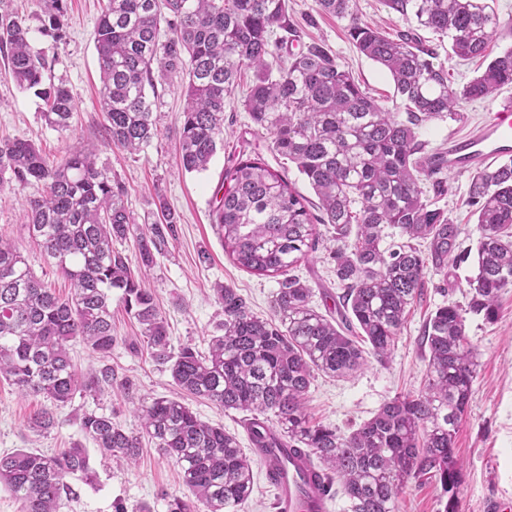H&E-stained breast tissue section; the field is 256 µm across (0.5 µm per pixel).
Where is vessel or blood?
Segmentation results:
<instances>
[{
    "label": "vessel or blood",
    "instance_id": "1",
    "mask_svg": "<svg viewBox=\"0 0 512 512\" xmlns=\"http://www.w3.org/2000/svg\"><path fill=\"white\" fill-rule=\"evenodd\" d=\"M442 170L473 172L512 157V109L494 108L484 121L463 136L449 139L437 150ZM266 468L275 490V512H328V496L311 478L315 470L306 458L267 456Z\"/></svg>",
    "mask_w": 512,
    "mask_h": 512
}]
</instances>
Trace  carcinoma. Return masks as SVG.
I'll return each instance as SVG.
<instances>
[{"instance_id":"cac0c4a2","label":"carcinoma","mask_w":512,"mask_h":512,"mask_svg":"<svg viewBox=\"0 0 512 512\" xmlns=\"http://www.w3.org/2000/svg\"><path fill=\"white\" fill-rule=\"evenodd\" d=\"M44 29L60 31L67 0H45ZM95 29L101 102L108 141L130 152L156 132L153 72L181 70L188 77L179 127V166L204 171L223 142L224 101L244 69L255 80L244 108L271 139V151L294 163L318 198L313 212L262 158L240 159L227 170L230 183L214 210L224 252L240 268L278 276L274 317L256 315L236 289L218 290L224 334L211 338L208 354L172 345L168 324L150 289L147 271L177 217L160 205L161 222L139 232V261L132 266L114 248L134 231L124 188L98 154L81 146L54 161L24 139L0 140V189L42 184L25 200L29 237L49 267L70 281L62 298L38 277L20 248L0 239V377L23 394L51 403L30 418L48 432L55 408L76 393L94 397L112 386V370L84 374L73 364L70 342L82 341L105 356L112 335V289L122 290L125 311L139 324L150 358L168 368L179 389L226 410L249 414L245 427L254 448H295L306 455L329 496L340 485L348 512H396L409 480L428 477L449 495L461 484L454 440L471 395L478 357L452 304L438 307L425 325L429 350L423 388L397 396L348 433L313 420L307 395L315 377L350 374L366 363L365 350L384 361L411 306L422 295L427 268H448L458 249L459 226L427 194L448 192L438 165L424 164L419 129L457 115L463 100L486 98L512 85V46L460 89L436 62L435 48L412 32L390 38L363 21L356 0H318L321 11L348 20L357 51L381 65L395 86L398 108L379 105L317 44L299 38L285 0H104ZM392 12L440 39L453 54H485L500 34L489 0H384ZM0 49L7 52L18 87L45 102L43 117L58 131L70 129L75 98L64 82L42 87L47 58L32 50L30 27L0 0ZM469 202L480 238L477 273L467 281L469 307L491 318L502 292L512 288V159L471 176ZM328 224L325 239L318 225ZM407 238L386 251L385 229ZM344 286L340 320L311 304L312 289L291 274L325 241ZM427 243L423 252L411 244ZM139 430L112 415L84 414L81 429L104 456L135 462L150 439L180 469L188 493L164 494L167 512H245L253 490L252 461L237 437L202 421L183 402L159 398L136 408ZM96 480L87 449L75 445L47 455L29 448L0 455V483L20 512H57L72 493L68 478Z\"/></svg>"}]
</instances>
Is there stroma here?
Wrapping results in <instances>:
<instances>
[{
	"label": "stroma",
	"mask_w": 512,
	"mask_h": 512,
	"mask_svg": "<svg viewBox=\"0 0 512 512\" xmlns=\"http://www.w3.org/2000/svg\"><path fill=\"white\" fill-rule=\"evenodd\" d=\"M287 4L301 43L321 44L378 104L393 106L395 94L390 76L379 64L357 52L346 21L322 12L317 0H287ZM101 6V0H67L63 36L56 41L41 31L44 0H13V9L25 17L31 28L33 49L45 52L49 59L45 83L66 82L75 96L77 110L70 130H53L41 116V98L19 88L0 63V139L33 141L55 161L64 159L76 145L95 150L111 168L113 177L124 184L125 205L135 225L154 223L161 207L171 209L178 218L177 235L157 255L147 286L157 297L173 345H189L203 353L210 338L222 333L224 310L218 288L237 289L252 311L264 318L272 315V295L278 288L275 278L238 268L224 251L212 215L225 171L241 156L258 155L306 198H313L314 192L294 163L271 153L268 135L257 129L245 111L243 100L253 79L249 70L242 71L234 94L224 102L223 144L207 170L186 173L177 166L178 128L187 85V77L181 73L167 74L156 83L153 112L157 134L148 146L130 153L109 144L103 129L94 44ZM494 7L501 36L490 45L487 58L465 61L451 56L448 46L438 47L439 59L447 66L453 87H462L485 69L488 57L512 46V0H495ZM501 105L512 106V86L482 100L461 102L460 119L430 122L421 128L420 138L427 141L429 149H436L447 142L449 135L470 131L485 119L489 109ZM447 179L449 192L439 197L436 205L459 226L457 261L444 274L427 269L424 297L411 307L385 362L370 355L363 368L348 377L316 375L307 400V411L313 418L346 432L370 419L395 396L417 393L428 364L423 344L427 319L436 308L451 302L467 306V280L475 272L479 230L468 202L469 174L451 173ZM38 192L35 185L0 191V237L17 244L37 276L65 296L70 292L68 281L46 265L38 246L28 236L23 202ZM203 252L209 255L204 263L199 260ZM333 268L328 251L321 248L301 259L293 270L312 288L313 306L325 314L337 313L336 302L341 294ZM121 295L120 289H113L112 325L117 342L111 355L92 353L79 341L72 342L70 350L82 371L111 367L116 386L94 398L75 395L70 403L58 408L57 427L38 433L30 428L29 419L45 406V399L22 395L10 382L0 380V454L20 448L49 454L59 448L83 445L97 470V480L88 485L79 477L70 478L73 493L62 500L59 512H115L119 504L125 512H140L144 507L149 512H167L164 493L185 492L176 463L147 441L135 464L113 465L86 439L80 423L85 413L95 411L110 414L117 423L132 429L138 425L136 404L177 396L201 420L224 426L235 434L243 452L252 456L254 488L246 512H275L274 490L262 460L252 455L242 424L243 413L179 392L169 370L153 362L143 349L140 327L124 311ZM465 332L478 354L479 366L455 437V458L461 472L455 512H490L495 504L512 502V288L500 295L494 319L466 314ZM126 380L133 384L128 392L121 388ZM447 501L439 484L423 477L410 482L397 507L398 512H445Z\"/></svg>",
	"instance_id": "stroma-1"
}]
</instances>
